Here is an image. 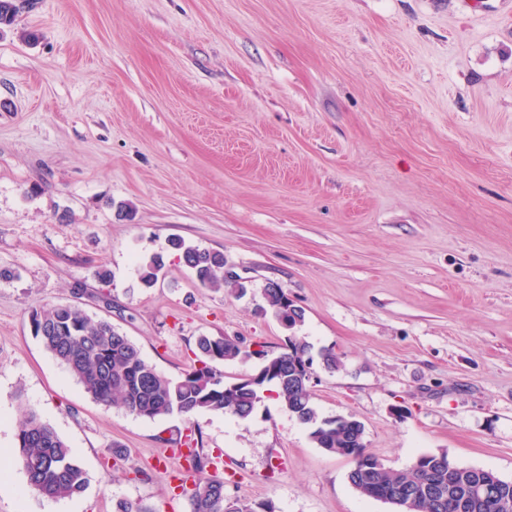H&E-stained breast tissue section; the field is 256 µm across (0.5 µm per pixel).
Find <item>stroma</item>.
Listing matches in <instances>:
<instances>
[{
    "label": "stroma",
    "mask_w": 512,
    "mask_h": 512,
    "mask_svg": "<svg viewBox=\"0 0 512 512\" xmlns=\"http://www.w3.org/2000/svg\"><path fill=\"white\" fill-rule=\"evenodd\" d=\"M173 236L222 251L245 294L203 287ZM271 282L305 312L296 335L342 362L314 369L321 416L359 419L388 468L444 453L512 480V0L23 5L0 33V478L26 482L32 409L86 473L81 512H187L174 441L191 429L229 498L394 512L273 393L244 419L126 415L31 329L79 306L175 379L201 335L279 352Z\"/></svg>",
    "instance_id": "stroma-1"
}]
</instances>
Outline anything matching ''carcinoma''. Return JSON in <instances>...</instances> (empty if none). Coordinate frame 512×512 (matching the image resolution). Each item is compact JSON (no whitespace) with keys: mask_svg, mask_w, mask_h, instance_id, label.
Wrapping results in <instances>:
<instances>
[{"mask_svg":"<svg viewBox=\"0 0 512 512\" xmlns=\"http://www.w3.org/2000/svg\"><path fill=\"white\" fill-rule=\"evenodd\" d=\"M19 12L15 0H0V29L14 24ZM183 263L207 288L229 286L244 291L245 285L224 276V253L189 246L180 239L171 240ZM162 269V259L155 256L139 266V280L153 287ZM267 306L280 321L290 327L304 321V310L298 306L288 310L282 288H265ZM31 327L44 349L59 361L95 401L115 407L124 413L150 420L174 412L190 416L198 411L231 414L246 418L261 401L267 388L281 400L292 414H300L309 427L310 437L325 452L343 456L340 449L356 448L358 434L364 425L353 416L336 424L321 416L307 387L296 385V361L309 354L311 346L297 337L291 348L278 353L275 373L258 387L250 382L224 381L220 365L226 362L248 363L254 357L268 355L264 350L251 351L227 336H200L197 339V365L180 378L172 379L145 361L139 347L112 323L95 318L71 304H57L31 315ZM18 463L25 473L30 490L39 497L58 500L74 497L84 491L87 477L72 456L66 442L33 410L29 411L17 433ZM188 465L177 476V488L188 495L190 512H278L271 501L244 504L224 495V479H202L200 474L214 456L203 453L199 440L186 442ZM361 450L373 460L367 469L363 464L351 468L347 479L354 489L363 484L382 489H402L414 493L405 512H459L458 490L468 491L479 481L491 484L498 494L512 496V481L493 471L455 466L457 489L445 492L439 503L424 492L436 485L448 486V464L444 454H422L420 460L405 471L385 467L382 462Z\"/></svg>","mask_w":512,"mask_h":512,"instance_id":"cac0c4a2","label":"carcinoma"}]
</instances>
